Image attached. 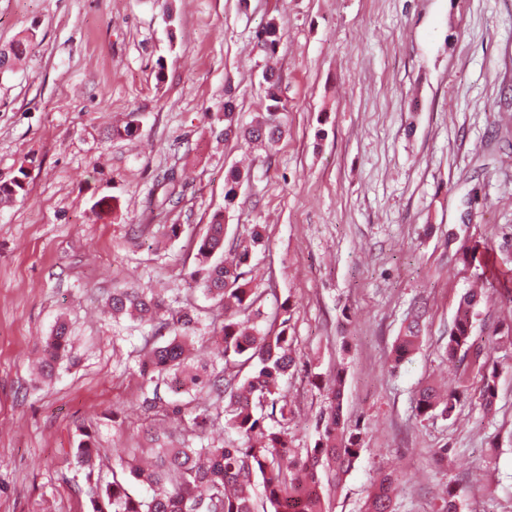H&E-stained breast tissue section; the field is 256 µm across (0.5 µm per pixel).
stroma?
Returning <instances> with one entry per match:
<instances>
[{
	"instance_id": "35a3bbf8",
	"label": "stroma",
	"mask_w": 512,
	"mask_h": 512,
	"mask_svg": "<svg viewBox=\"0 0 512 512\" xmlns=\"http://www.w3.org/2000/svg\"><path fill=\"white\" fill-rule=\"evenodd\" d=\"M272 18L288 133L270 151L219 138L211 114L228 87L238 125L263 112L255 33ZM25 35L27 57L0 76V182L23 170L29 189L0 205V512H83L80 427H95L103 471L139 445L129 322L106 299L183 287L234 165L251 179L225 221L263 235L249 263L263 310L291 301L298 357L342 373L344 413L363 428L334 512H362L381 471L404 478L397 512H432L439 486L459 512H512V345L489 354L493 415L414 412L431 379L481 386L442 349L474 279L443 232L463 224L494 248L512 232V0H0V47ZM132 117L135 136L114 135ZM168 168L169 200L154 184ZM104 198L117 208L101 216ZM151 211L182 237L141 232ZM483 286L474 332L506 333L512 268H486ZM416 302L422 345L393 365ZM62 320L71 341L49 380L39 363ZM284 390L292 445L312 447L322 393L301 371Z\"/></svg>"
}]
</instances>
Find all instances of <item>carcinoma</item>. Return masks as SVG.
I'll use <instances>...</instances> for the list:
<instances>
[{
  "label": "carcinoma",
  "instance_id": "1",
  "mask_svg": "<svg viewBox=\"0 0 512 512\" xmlns=\"http://www.w3.org/2000/svg\"><path fill=\"white\" fill-rule=\"evenodd\" d=\"M282 32L271 19L256 31L257 43L270 64L264 74L265 112L254 124L234 126L235 98L229 94L217 112L224 122L222 135L240 136L249 144L274 149L285 137V105L276 92L279 74L273 61ZM29 37L23 36L0 52V74L11 71L4 58L21 59ZM244 184L231 169L224 179V208L216 211L206 232L192 241L195 265L186 274L188 291L201 292L214 301L213 335L206 340L210 363L200 368L190 358L194 330L204 310L188 299L166 297L153 288H114L107 299L113 319L131 321L129 329L147 333L135 355L142 379L141 405L154 417L143 433L155 451L150 470L138 463L140 448L128 449V459L112 466L111 475L85 473L88 512H332L330 494L360 458L363 440L360 423L343 418L342 377H314L313 385L327 391L328 408L315 419L317 439L311 448L288 443V397L282 381L298 367L293 338L289 336L290 303L281 304L268 327L259 324L262 295L249 287L247 272L252 248L262 242L259 232L248 241L228 237L224 211L234 206ZM27 186L17 179L0 183V201L24 198ZM448 244L456 246L457 261L475 267L479 244L468 236L448 231ZM485 293L467 288L460 296L452 325L443 345L448 359L482 369L479 400L491 411L497 397V367L483 362L485 348L497 338L479 343L473 334ZM423 313L410 315L393 347L398 364L419 349ZM68 326L56 325L45 342L46 376L69 345ZM465 392L445 391L429 383L416 399L423 418H451L464 401ZM214 428L232 431L237 439L214 444ZM97 452L96 439L82 432L72 449L82 466ZM401 479L382 475L366 500L363 512H395L394 492Z\"/></svg>",
  "mask_w": 512,
  "mask_h": 512
}]
</instances>
